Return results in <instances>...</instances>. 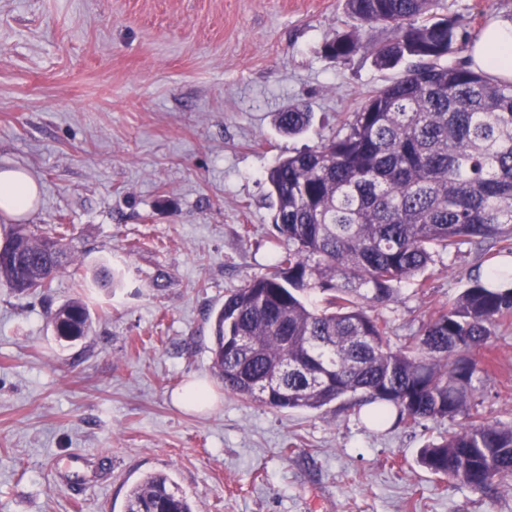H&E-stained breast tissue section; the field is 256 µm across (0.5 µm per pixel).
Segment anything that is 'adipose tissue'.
Returning a JSON list of instances; mask_svg holds the SVG:
<instances>
[{
  "label": "adipose tissue",
  "mask_w": 512,
  "mask_h": 512,
  "mask_svg": "<svg viewBox=\"0 0 512 512\" xmlns=\"http://www.w3.org/2000/svg\"><path fill=\"white\" fill-rule=\"evenodd\" d=\"M470 62L494 80L512 81V22H489L471 46ZM39 199L40 186L27 170L0 168V215L15 221L26 219Z\"/></svg>",
  "instance_id": "adipose-tissue-1"
}]
</instances>
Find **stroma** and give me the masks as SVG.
Returning a JSON list of instances; mask_svg holds the SVG:
<instances>
[{
	"mask_svg": "<svg viewBox=\"0 0 512 512\" xmlns=\"http://www.w3.org/2000/svg\"><path fill=\"white\" fill-rule=\"evenodd\" d=\"M467 63L512 0H436ZM345 0H0V166L41 199L27 221L65 224L74 265L49 292L0 285V512H123L147 474H169L196 512H512V481L486 491L428 473L420 448L459 420L370 424L339 400L274 411L211 369V315L288 249L266 172L332 138L399 76L325 43L353 29ZM308 107L309 129L277 112ZM109 262L112 288L82 282ZM512 269L500 243L439 253L427 292L379 307L401 344L470 277ZM86 297L89 335L60 344L48 316ZM479 412L512 423V326L496 329ZM197 383L210 402L183 407ZM312 112L298 104L288 106L283 112H278L277 127L289 136H297L304 133L310 126Z\"/></svg>",
	"mask_w": 512,
	"mask_h": 512,
	"instance_id": "stroma-1",
	"label": "stroma"
}]
</instances>
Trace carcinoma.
I'll return each mask as SVG.
<instances>
[{
  "mask_svg": "<svg viewBox=\"0 0 512 512\" xmlns=\"http://www.w3.org/2000/svg\"><path fill=\"white\" fill-rule=\"evenodd\" d=\"M357 25L324 46L343 63L369 49L381 69L413 60L343 124L345 133L278 160L266 180L274 224L288 239L268 271L247 280L214 313L211 367L224 390L276 410H321L351 399L382 426L466 419L419 451L430 472L484 492L512 480V425L476 411L489 359L477 356L496 328L512 324V277L491 269L450 305L433 309L421 333L394 347L387 320L368 310L393 302L441 251L472 240L512 244V82L440 60L457 42L453 24L431 16L433 0H346ZM366 26L389 30L363 40ZM298 104L278 129L304 133ZM54 230L15 224L0 253V282L47 291L71 262ZM324 305L305 300L312 289ZM58 337L89 334L78 296L51 313ZM124 512H195L166 473L146 475Z\"/></svg>",
  "mask_w": 512,
  "mask_h": 512,
  "instance_id": "obj_1",
  "label": "carcinoma"
}]
</instances>
